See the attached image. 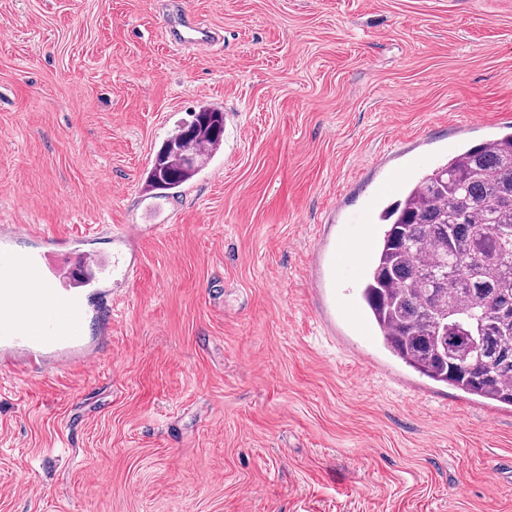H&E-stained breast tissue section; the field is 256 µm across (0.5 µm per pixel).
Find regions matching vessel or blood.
<instances>
[{
    "instance_id": "obj_1",
    "label": "vessel or blood",
    "mask_w": 512,
    "mask_h": 512,
    "mask_svg": "<svg viewBox=\"0 0 512 512\" xmlns=\"http://www.w3.org/2000/svg\"><path fill=\"white\" fill-rule=\"evenodd\" d=\"M174 33L204 47L211 30L181 21ZM29 229L0 235V368L27 376L94 362L109 342L110 297L125 287L133 260L79 252L75 267L50 263L46 254L16 251Z\"/></svg>"
}]
</instances>
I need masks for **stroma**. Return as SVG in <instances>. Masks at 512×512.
Listing matches in <instances>:
<instances>
[{
  "instance_id": "stroma-1",
  "label": "stroma",
  "mask_w": 512,
  "mask_h": 512,
  "mask_svg": "<svg viewBox=\"0 0 512 512\" xmlns=\"http://www.w3.org/2000/svg\"><path fill=\"white\" fill-rule=\"evenodd\" d=\"M204 103L221 150L148 192ZM503 131L512 0H0V226L59 262L149 227L91 367L0 373V512H512V406L397 361L367 259L313 251ZM174 33L180 41L196 47L210 45L214 40V33L211 30L186 20H181L178 23Z\"/></svg>"
}]
</instances>
